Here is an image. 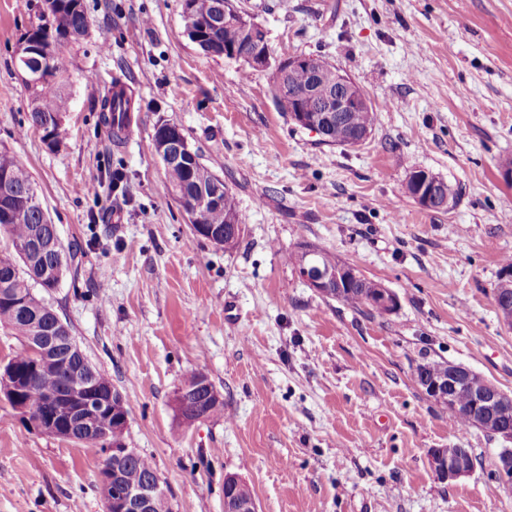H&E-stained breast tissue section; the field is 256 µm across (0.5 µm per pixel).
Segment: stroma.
Instances as JSON below:
<instances>
[{"mask_svg":"<svg viewBox=\"0 0 512 512\" xmlns=\"http://www.w3.org/2000/svg\"><path fill=\"white\" fill-rule=\"evenodd\" d=\"M84 3L89 30L61 53L69 103L51 147L29 127L15 67L33 0H0V148L28 168L61 241L82 248L49 301L130 402L121 440L153 462L172 512H224L228 473L259 512H512L495 468L503 441L459 430L415 377L452 362L512 393V327L493 300L512 255L500 168L512 159V0H233L278 55L323 56L364 89L377 119L355 147L279 112L271 72L205 55L183 0ZM118 79L134 100L119 142L100 120ZM162 123L234 192L236 248L196 237L166 190L151 148ZM414 169L460 196L422 208L405 191ZM305 244L394 291L397 308L380 316L309 288L288 262ZM191 371L221 393L223 415H178ZM435 448L469 449L472 473L439 479ZM103 457L33 431L0 398V512H105Z\"/></svg>","mask_w":512,"mask_h":512,"instance_id":"obj_1","label":"stroma"}]
</instances>
